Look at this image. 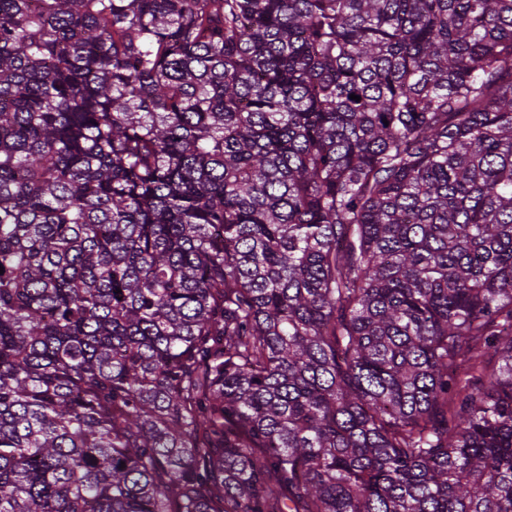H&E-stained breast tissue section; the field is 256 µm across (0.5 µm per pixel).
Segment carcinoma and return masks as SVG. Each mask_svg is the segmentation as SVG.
<instances>
[{"instance_id":"1","label":"carcinoma","mask_w":512,"mask_h":512,"mask_svg":"<svg viewBox=\"0 0 512 512\" xmlns=\"http://www.w3.org/2000/svg\"><path fill=\"white\" fill-rule=\"evenodd\" d=\"M0 266V512H512V0H0Z\"/></svg>"}]
</instances>
